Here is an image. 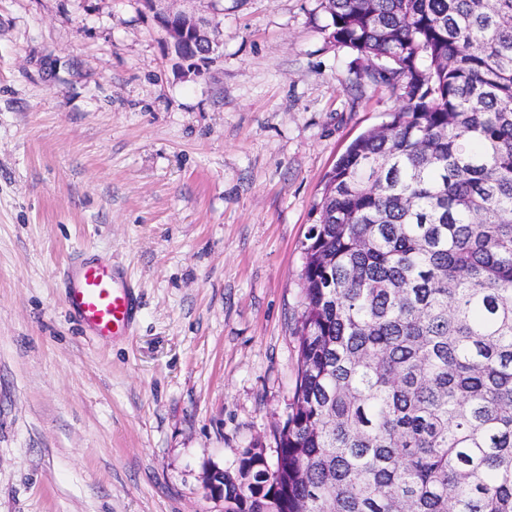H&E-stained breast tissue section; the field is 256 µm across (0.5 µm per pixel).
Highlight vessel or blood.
<instances>
[{"label": "vessel or blood", "instance_id": "1", "mask_svg": "<svg viewBox=\"0 0 512 512\" xmlns=\"http://www.w3.org/2000/svg\"><path fill=\"white\" fill-rule=\"evenodd\" d=\"M62 277L65 304L87 335L111 339L134 326L140 298L122 268L78 253L69 259Z\"/></svg>", "mask_w": 512, "mask_h": 512}]
</instances>
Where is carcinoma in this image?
<instances>
[{
	"label": "carcinoma",
	"instance_id": "1",
	"mask_svg": "<svg viewBox=\"0 0 512 512\" xmlns=\"http://www.w3.org/2000/svg\"><path fill=\"white\" fill-rule=\"evenodd\" d=\"M396 95L325 175L293 402L224 512H512V0H322Z\"/></svg>",
	"mask_w": 512,
	"mask_h": 512
}]
</instances>
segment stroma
Wrapping results in <instances>:
<instances>
[{
	"label": "stroma",
	"mask_w": 512,
	"mask_h": 512,
	"mask_svg": "<svg viewBox=\"0 0 512 512\" xmlns=\"http://www.w3.org/2000/svg\"><path fill=\"white\" fill-rule=\"evenodd\" d=\"M0 0V512H221L203 474L276 458L321 180L389 119L321 0ZM84 250L141 295L127 336L63 302ZM161 20L180 57L193 56L187 60H195L216 52L218 41L193 17L180 11H169Z\"/></svg>",
	"instance_id": "1"
}]
</instances>
